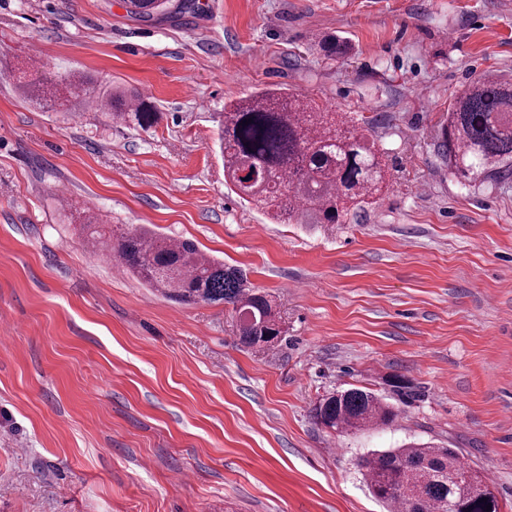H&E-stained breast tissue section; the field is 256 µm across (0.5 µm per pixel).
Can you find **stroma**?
<instances>
[{
    "mask_svg": "<svg viewBox=\"0 0 512 512\" xmlns=\"http://www.w3.org/2000/svg\"><path fill=\"white\" fill-rule=\"evenodd\" d=\"M0 0V512H385L357 466L412 440L493 473L512 506V179L458 182L450 101L512 81V0ZM349 57L310 52L320 32ZM139 90L149 128L32 106L17 67ZM327 102L383 151L377 203L330 228L272 224L224 186V105ZM193 241L272 295L284 328L242 348L230 306L181 305L103 260L88 217ZM367 387L388 427L313 417ZM192 0H124L125 8L132 17L149 21L178 10H188Z\"/></svg>",
    "mask_w": 512,
    "mask_h": 512,
    "instance_id": "35a3bbf8",
    "label": "stroma"
}]
</instances>
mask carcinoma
<instances>
[{"label": "carcinoma", "instance_id": "carcinoma-1", "mask_svg": "<svg viewBox=\"0 0 512 512\" xmlns=\"http://www.w3.org/2000/svg\"><path fill=\"white\" fill-rule=\"evenodd\" d=\"M192 0H124L131 16L149 21ZM327 60L346 57L351 46L324 34L314 41ZM21 92L35 105L52 109L91 100L109 122L151 126L156 113L142 100L114 108L118 96L99 90L91 78L73 73L46 76L39 84L22 82ZM249 124H244V121ZM224 182L243 201L270 220L339 224L350 212L371 203L385 182L380 154L363 129L346 116L307 96L262 90L224 106L219 137ZM438 155L460 181L491 185L512 177V83L483 76L448 106L435 143ZM87 243L107 252L150 287L179 303L232 306L240 344L263 347L281 336L268 294L247 284L243 275L210 258L187 240L174 241L139 228L112 238V230L87 221ZM316 421L341 433L389 426L392 405L370 390L349 388L321 398ZM357 466L372 495L394 512H501L485 475L472 470L452 448L410 442L373 451ZM491 510H486V504Z\"/></svg>", "mask_w": 512, "mask_h": 512}]
</instances>
